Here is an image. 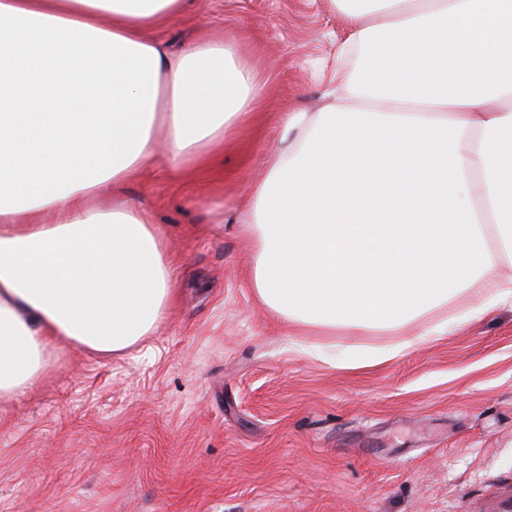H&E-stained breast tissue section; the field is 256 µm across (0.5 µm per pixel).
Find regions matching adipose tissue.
I'll use <instances>...</instances> for the list:
<instances>
[{
	"label": "adipose tissue",
	"mask_w": 512,
	"mask_h": 512,
	"mask_svg": "<svg viewBox=\"0 0 512 512\" xmlns=\"http://www.w3.org/2000/svg\"><path fill=\"white\" fill-rule=\"evenodd\" d=\"M189 5L0 0V400L40 380L53 342L120 353L168 310L148 214L85 199L160 156L209 162L263 97L223 39L167 50L155 31ZM344 14L329 102L284 115L242 203L258 298L330 332H398L465 292L468 319L512 302V0H353Z\"/></svg>",
	"instance_id": "1"
}]
</instances>
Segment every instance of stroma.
I'll return each instance as SVG.
<instances>
[{
  "instance_id": "35a3bbf8",
  "label": "stroma",
  "mask_w": 512,
  "mask_h": 512,
  "mask_svg": "<svg viewBox=\"0 0 512 512\" xmlns=\"http://www.w3.org/2000/svg\"><path fill=\"white\" fill-rule=\"evenodd\" d=\"M223 35L267 87L215 175L157 162L123 188L174 276L158 330L55 362L0 402V512H499L512 499V304L430 335L334 334L258 298L240 201L286 112H317L346 38L333 0H195L171 51ZM411 347L380 364L343 350Z\"/></svg>"
}]
</instances>
